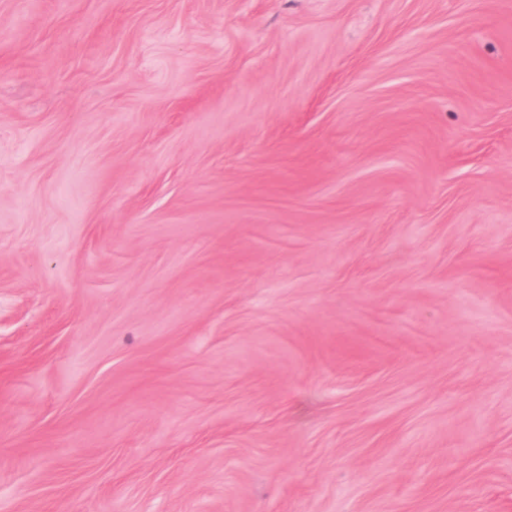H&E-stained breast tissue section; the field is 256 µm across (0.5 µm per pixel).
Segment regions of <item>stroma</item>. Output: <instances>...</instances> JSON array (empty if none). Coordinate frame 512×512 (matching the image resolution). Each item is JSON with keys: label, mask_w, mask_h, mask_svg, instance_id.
<instances>
[{"label": "stroma", "mask_w": 512, "mask_h": 512, "mask_svg": "<svg viewBox=\"0 0 512 512\" xmlns=\"http://www.w3.org/2000/svg\"><path fill=\"white\" fill-rule=\"evenodd\" d=\"M0 512H512V0H0Z\"/></svg>", "instance_id": "obj_1"}]
</instances>
